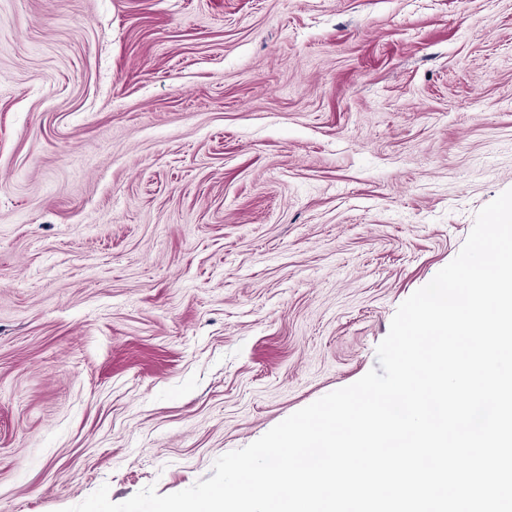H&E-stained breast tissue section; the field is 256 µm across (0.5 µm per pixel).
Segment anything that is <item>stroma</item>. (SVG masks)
Instances as JSON below:
<instances>
[{
	"label": "stroma",
	"instance_id": "stroma-1",
	"mask_svg": "<svg viewBox=\"0 0 512 512\" xmlns=\"http://www.w3.org/2000/svg\"><path fill=\"white\" fill-rule=\"evenodd\" d=\"M511 188L512 0H0V512L211 478Z\"/></svg>",
	"mask_w": 512,
	"mask_h": 512
}]
</instances>
